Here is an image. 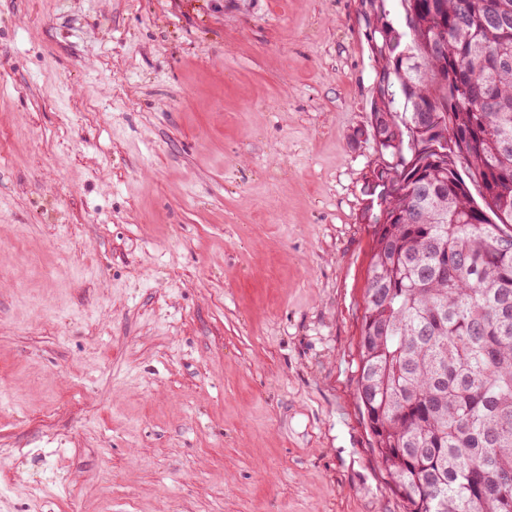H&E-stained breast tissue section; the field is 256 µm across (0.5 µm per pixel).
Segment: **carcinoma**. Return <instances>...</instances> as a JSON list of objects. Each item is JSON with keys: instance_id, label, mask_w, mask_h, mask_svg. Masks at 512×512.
I'll return each mask as SVG.
<instances>
[{"instance_id": "obj_1", "label": "carcinoma", "mask_w": 512, "mask_h": 512, "mask_svg": "<svg viewBox=\"0 0 512 512\" xmlns=\"http://www.w3.org/2000/svg\"><path fill=\"white\" fill-rule=\"evenodd\" d=\"M386 2L356 396L405 512H512V0Z\"/></svg>"}]
</instances>
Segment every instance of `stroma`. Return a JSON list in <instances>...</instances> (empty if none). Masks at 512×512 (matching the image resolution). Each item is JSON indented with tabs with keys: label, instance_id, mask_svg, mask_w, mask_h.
<instances>
[{
	"label": "stroma",
	"instance_id": "stroma-1",
	"mask_svg": "<svg viewBox=\"0 0 512 512\" xmlns=\"http://www.w3.org/2000/svg\"><path fill=\"white\" fill-rule=\"evenodd\" d=\"M374 67L360 0H0V512H404Z\"/></svg>",
	"mask_w": 512,
	"mask_h": 512
}]
</instances>
